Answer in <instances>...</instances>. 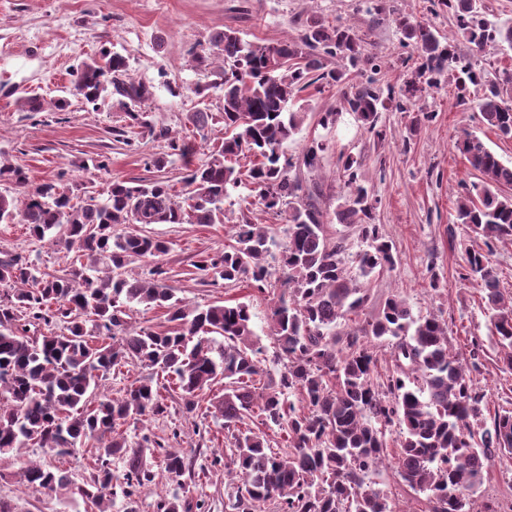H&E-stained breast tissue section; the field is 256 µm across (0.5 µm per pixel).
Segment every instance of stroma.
<instances>
[{
	"label": "stroma",
	"mask_w": 512,
	"mask_h": 512,
	"mask_svg": "<svg viewBox=\"0 0 512 512\" xmlns=\"http://www.w3.org/2000/svg\"><path fill=\"white\" fill-rule=\"evenodd\" d=\"M380 4L444 35L455 28L447 8L432 7L429 0H0V153L25 169L30 184L64 172L69 185L100 200L115 178L161 176L180 184L185 162L169 155L167 136L189 134L186 116L198 109L214 116L209 139L224 131L222 92L215 87L217 68L204 69L193 60L208 47L215 31L231 28L245 39L274 44L299 38L303 24L313 19L355 22L366 34L367 49L384 61L379 81L401 90L407 78L402 59L408 50L393 21L373 24L370 11ZM105 46L129 55L131 75L152 85L146 110L154 134H134L130 147L116 142L114 130L127 126L129 119L112 97L95 106L74 98L63 112L50 104L38 113L19 109L17 101L23 96L49 101L63 95L73 70ZM199 84L207 86L206 96L194 94ZM173 85L180 87V95L170 93ZM301 97L308 115L284 149L296 156L308 140L326 143L320 169L303 173L302 179L305 188H321L320 203L331 231L345 232L350 252L363 249L357 233L340 229L333 215L339 192L337 159L344 152L360 160L362 177L378 201L375 221L395 248L394 270L364 281L368 301L362 318L375 317L385 300L397 294L413 316L435 314L445 320L450 344L460 354H467L471 337H479L484 353L470 376L486 394L490 409L512 410V370L499 360L480 287L467 277L463 262L466 250H480L484 244L467 225L455 221L462 186L476 179L475 170L456 148L459 137L465 132L478 136L508 165L512 140L488 129L474 105L458 104L448 82L416 98L417 109L429 112L428 120L417 124L409 112L383 113L379 138L348 112L340 114L335 125H320L321 113L338 106L339 87H312ZM103 155L109 166L100 171L95 164ZM163 155L169 158L164 169L151 166V158ZM244 216L257 224L277 221L264 211L255 191L243 186L225 200L223 223L154 225V233L171 243L158 263L166 272V285L189 304L228 299L250 303L253 328L269 349L273 343L266 336V316L277 289L261 293L246 286L207 285L193 267L199 253L232 244V227ZM0 251L25 257L49 272L67 269L71 260L61 248L30 237L22 224H0ZM221 393V386H214L206 392V402ZM206 402L191 414L170 404L164 415L144 423L128 422L123 432L134 441L145 436L168 438L170 447L196 453L198 464L209 466L213 457L223 454L225 443L224 422L213 417ZM175 429L180 432L176 438L171 435ZM41 456L40 449L27 448L22 456L0 457V499L9 502L13 512H86L83 501L36 492L19 483L23 461ZM368 481L388 493L398 512H426L424 495L400 481L394 463L370 472Z\"/></svg>",
	"instance_id": "35a3bbf8"
}]
</instances>
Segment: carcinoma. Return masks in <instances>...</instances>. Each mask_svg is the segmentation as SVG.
Here are the masks:
<instances>
[{
	"mask_svg": "<svg viewBox=\"0 0 512 512\" xmlns=\"http://www.w3.org/2000/svg\"><path fill=\"white\" fill-rule=\"evenodd\" d=\"M437 4L454 12L456 30L448 38L404 14L394 18L412 49L403 63L414 64L402 93L375 79L352 81L353 69L382 68L354 24L313 20L298 39L276 45L245 40L231 29L216 32L195 61L207 66L211 57L221 59L224 138L194 164L193 143L160 133L188 165L179 190L161 178H114L105 200H76L61 180L30 188L22 167L0 161V179L21 188L18 196L0 191V224H25L37 241L74 253L62 275L42 272L19 255L0 257V455L40 448L55 457L86 452L92 460L82 483L33 461L20 469V482L80 498L96 512H112L120 496L123 512H138L141 493L160 477L183 487L200 481L206 468L192 454L166 449L163 438L132 443L120 426L162 415L170 401L191 413L222 381L224 394L211 407L224 419L227 439L224 460L214 464L224 463V475L236 482L227 512H257L271 501L278 512H396L387 492L367 483L388 456L387 433L394 427L398 476L426 495L428 512H500L490 500L474 507L491 468L512 462V411L495 413L486 426L485 394L467 373L478 366L483 343L473 338L467 358L452 353L448 323L431 314L414 317L398 295L388 297L376 317L348 324L367 301L361 280L395 265L391 242L373 223L376 200L364 186L361 162L339 156L342 202L334 217L366 244L349 264L346 236L329 231L318 202L291 175L297 167L318 169L325 143L309 140L296 158L284 151L305 116L304 107H291L318 83L346 84L345 111L379 138L381 113L410 111V98L443 78L454 83L461 105L470 102L471 88L481 87L475 107L499 137L511 139L512 71L492 75L478 55L489 43L512 46V24L487 20L477 0ZM460 40L468 52H459ZM327 56L340 59L342 68L325 69ZM69 92L93 105L116 95L132 123L154 132L143 109L151 87L131 76L129 57L120 52L103 47L83 62ZM212 119L202 109L187 116L199 133ZM456 147L478 172L464 187L456 223L470 225L489 250L512 241V165L469 133ZM247 155L254 158L248 176L259 203L284 218L283 237L244 215L234 225V244L198 255L193 267L204 282H245L262 293L273 276L271 249L280 248V291L268 318L277 379L263 367L265 347L249 304L190 305L161 284L165 271L158 265L145 278L124 276L130 263L170 250L171 242L148 226L223 223L224 200L242 183L236 164ZM132 224L140 228L129 229ZM465 263L481 283L499 361L512 370V293L500 288L489 255L469 251ZM134 305L164 310L165 329H131L126 316ZM58 322L67 324V333L53 331ZM373 340L393 359L383 374ZM130 365L149 373L112 396L98 394L103 379ZM272 426L285 432L284 447L269 446L263 428ZM148 442L163 450L160 473L145 460ZM114 459L123 463L120 475L112 471ZM156 509L206 512L205 503L194 505L177 492Z\"/></svg>",
	"mask_w": 512,
	"mask_h": 512,
	"instance_id": "cac0c4a2",
	"label": "carcinoma"
}]
</instances>
